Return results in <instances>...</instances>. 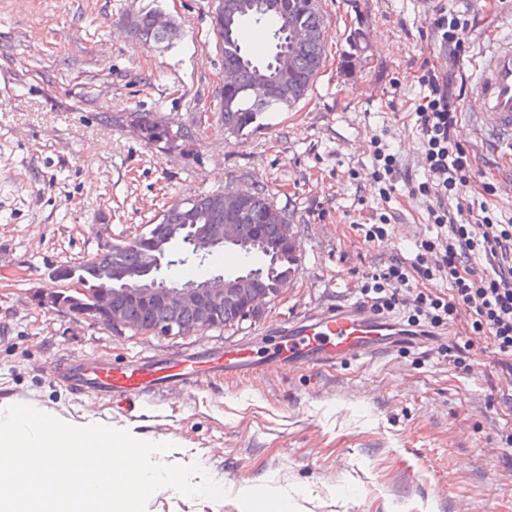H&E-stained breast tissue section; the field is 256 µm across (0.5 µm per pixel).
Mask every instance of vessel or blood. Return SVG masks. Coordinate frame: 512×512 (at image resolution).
Returning <instances> with one entry per match:
<instances>
[{
	"instance_id": "1",
	"label": "vessel or blood",
	"mask_w": 512,
	"mask_h": 512,
	"mask_svg": "<svg viewBox=\"0 0 512 512\" xmlns=\"http://www.w3.org/2000/svg\"><path fill=\"white\" fill-rule=\"evenodd\" d=\"M474 103L496 146L512 150V39L493 48L480 72ZM408 333L398 320L356 302L289 324L273 361L291 369L317 372L378 351H393L397 337ZM204 365L228 378H244L259 368L246 347L231 344L220 355L188 353L170 364L144 360L134 366L90 365L79 360L53 371L52 376L73 391L94 398H128L161 393L176 385L192 386Z\"/></svg>"
}]
</instances>
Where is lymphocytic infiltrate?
Masks as SVG:
<instances>
[{
  "label": "lymphocytic infiltrate",
  "instance_id": "lymphocytic-infiltrate-1",
  "mask_svg": "<svg viewBox=\"0 0 512 512\" xmlns=\"http://www.w3.org/2000/svg\"><path fill=\"white\" fill-rule=\"evenodd\" d=\"M430 96L416 113L424 141V165L434 179L425 193L434 198L429 214L438 228L436 238L423 240L421 253L412 265L397 261L380 271L386 284L383 295L374 297L376 309H391L411 278L430 280L434 271L444 272L451 298L417 293L412 300L414 317L442 325L465 319L468 331L486 336L503 375L512 378V225L494 223L491 216L473 222L471 208L449 205V193L466 184L470 155L457 136L459 97L435 71L422 76ZM437 253L440 262L429 267L426 256ZM484 257L488 271L475 266Z\"/></svg>",
  "mask_w": 512,
  "mask_h": 512
}]
</instances>
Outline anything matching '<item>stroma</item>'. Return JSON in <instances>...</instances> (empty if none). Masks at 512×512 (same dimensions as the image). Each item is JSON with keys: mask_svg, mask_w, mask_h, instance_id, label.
I'll list each match as a JSON object with an SVG mask.
<instances>
[{"mask_svg": "<svg viewBox=\"0 0 512 512\" xmlns=\"http://www.w3.org/2000/svg\"><path fill=\"white\" fill-rule=\"evenodd\" d=\"M175 37L143 45L124 18L143 7ZM325 62L308 93L256 131L226 130L224 54L212 0H0V408L26 404L68 421L92 417L199 462L227 496L174 489L146 512H240L237 488L267 487L251 512H512V391L485 337L462 325L434 344L317 373L275 366L253 376H204L184 392L120 400L78 397L52 366L132 364L237 342L265 354L288 323L365 297L372 272L412 261L436 237L415 112L426 70L460 91L457 135L472 166L463 199L512 224V155L485 138L470 106L496 41L512 39V0H319ZM465 21L451 55L431 22ZM147 112L178 137L166 150L138 135ZM393 154L376 178L375 151ZM391 198H384L388 183ZM267 188L290 216L298 271L255 321L190 336L115 332L40 302L65 289L53 271L95 253L108 229L139 232L173 200ZM385 229L370 242L372 224ZM234 250L163 270L183 283L232 276ZM464 349L469 372L449 364Z\"/></svg>", "mask_w": 512, "mask_h": 512, "instance_id": "35a3bbf8", "label": "stroma"}]
</instances>
